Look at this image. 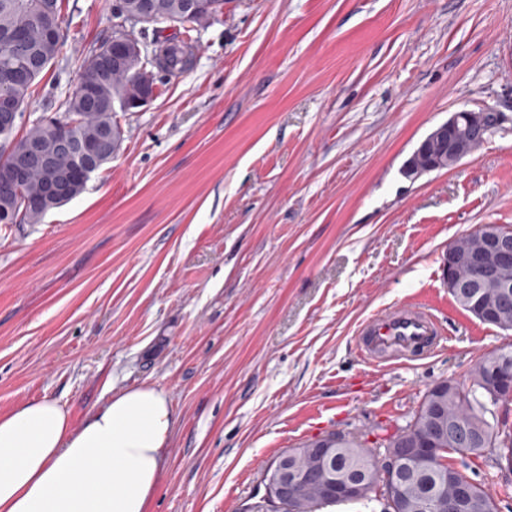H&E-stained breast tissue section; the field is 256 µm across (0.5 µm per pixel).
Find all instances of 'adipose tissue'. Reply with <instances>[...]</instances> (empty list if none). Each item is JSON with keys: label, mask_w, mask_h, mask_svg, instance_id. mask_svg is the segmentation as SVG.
I'll return each instance as SVG.
<instances>
[{"label": "adipose tissue", "mask_w": 512, "mask_h": 512, "mask_svg": "<svg viewBox=\"0 0 512 512\" xmlns=\"http://www.w3.org/2000/svg\"><path fill=\"white\" fill-rule=\"evenodd\" d=\"M175 415L150 385L81 425L53 398L0 414V512H150Z\"/></svg>", "instance_id": "1"}]
</instances>
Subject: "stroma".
I'll return each mask as SVG.
<instances>
[{"label": "stroma", "instance_id": "stroma-1", "mask_svg": "<svg viewBox=\"0 0 512 512\" xmlns=\"http://www.w3.org/2000/svg\"><path fill=\"white\" fill-rule=\"evenodd\" d=\"M114 0H65L23 122L59 113ZM183 74L116 112L119 155L38 224H0V413L84 423L163 390L175 426L151 512H243L272 461L323 433L369 443L512 331L462 309L450 244L512 227V0H224ZM460 110L502 121L472 155L403 174ZM415 302L446 339L374 366L371 315Z\"/></svg>", "mask_w": 512, "mask_h": 512}]
</instances>
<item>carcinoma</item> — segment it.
<instances>
[{"instance_id": "obj_1", "label": "carcinoma", "mask_w": 512, "mask_h": 512, "mask_svg": "<svg viewBox=\"0 0 512 512\" xmlns=\"http://www.w3.org/2000/svg\"><path fill=\"white\" fill-rule=\"evenodd\" d=\"M119 3L122 10L143 13L149 23L155 25L144 38L150 39L156 73L147 74L136 55L116 45L112 46V53L118 55V61H107L105 41L90 52L81 66L77 83L79 87L89 85L88 92L75 90L64 102L63 112L56 117L60 122H72L66 133L87 147L98 145L106 131L112 132L114 139H124L120 125L114 120L115 104H129L139 99L155 85L159 74L173 77L189 69L194 46L181 33L163 35V29L157 24L172 20L182 25L205 26L217 21L224 9V0H119ZM62 8L63 0H0V93L14 98L20 114L24 113L32 87L60 53ZM17 142L41 145L51 156V166L29 168L21 191L0 192V212L10 214L14 224H38L48 210L81 195L86 185L73 187L58 200L41 196L49 179L72 171L76 164L71 153L56 148L55 132L50 123L42 119L31 121ZM451 166L448 142L440 145L422 142L407 160L404 174L416 179ZM454 299L468 312L474 303L486 311L499 312L491 325L512 330V308L506 312L500 310L498 289L483 288L474 298L461 289ZM497 366L496 353L491 352L478 359L466 380L447 379V395L438 420L431 417L433 390L430 389L411 420L381 447L363 445L359 442L360 436L354 433L333 432L292 449L296 454V467H306L303 449L326 441L332 448L327 465L343 475L370 479L372 496L369 500L378 502L381 512H443L442 506L454 496L456 483L468 480L463 469L468 467L469 461L482 459L499 468L502 460L512 458V427L500 414V405L509 399L496 398L491 390ZM436 423L445 430L453 426L465 427L473 433L474 439L470 446L461 448L450 438H443L438 448L440 456L447 459L445 463L417 458L401 464L403 474L394 485L392 498H387L385 492L378 490L376 468L365 466V457L381 455L386 460L405 430L416 428L423 432ZM450 454L458 455L460 462L448 459ZM281 461L282 458H277L265 473V493L248 512H319L325 506L350 502L346 497L324 498L318 489L303 487L287 503L276 504L270 489ZM497 485L498 490L492 492L484 484L473 482L472 501L462 512H500V503L512 499V479L503 475Z\"/></svg>"}]
</instances>
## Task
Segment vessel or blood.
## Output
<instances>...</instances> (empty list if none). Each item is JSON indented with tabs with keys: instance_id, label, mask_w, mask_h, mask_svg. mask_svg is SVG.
<instances>
[{
	"instance_id": "vessel-or-blood-1",
	"label": "vessel or blood",
	"mask_w": 512,
	"mask_h": 512,
	"mask_svg": "<svg viewBox=\"0 0 512 512\" xmlns=\"http://www.w3.org/2000/svg\"><path fill=\"white\" fill-rule=\"evenodd\" d=\"M363 359L378 363L414 351L434 352L443 336L437 317L417 304L401 305L376 314L360 328Z\"/></svg>"
}]
</instances>
